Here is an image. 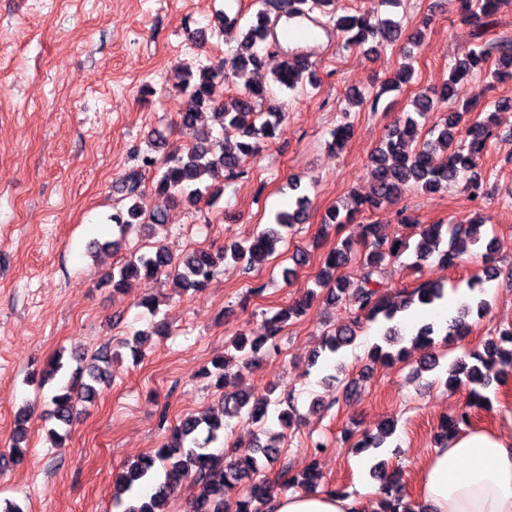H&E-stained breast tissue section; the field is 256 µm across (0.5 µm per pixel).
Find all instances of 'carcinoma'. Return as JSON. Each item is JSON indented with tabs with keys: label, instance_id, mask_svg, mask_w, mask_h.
<instances>
[{
	"label": "carcinoma",
	"instance_id": "carcinoma-1",
	"mask_svg": "<svg viewBox=\"0 0 512 512\" xmlns=\"http://www.w3.org/2000/svg\"><path fill=\"white\" fill-rule=\"evenodd\" d=\"M462 19L478 22L482 17L494 12L500 0H458ZM337 27L351 33L345 46L361 45L370 38L391 41L396 37L398 23L390 17L361 14L344 16L337 21ZM269 32L268 13L260 10L238 44L232 59L231 68L259 70L264 66L265 56L259 45L267 41ZM498 54L497 68L493 78L498 81L512 79V42L509 40L490 44L478 50L464 52L455 62L449 82L445 83L438 96L421 93L413 100L416 117H407L402 124L389 130L381 146L371 155L370 176L371 194L357 199L356 209H370L400 198L411 186L426 191H438L460 175L467 176L466 188L470 196L477 200L484 196V184L478 179L475 169L490 138L489 124L493 116L476 121L468 128L462 127L463 113L470 111L471 101L454 106L459 99L472 69L485 64L493 54ZM307 68L284 60L275 73V81L293 89L303 81ZM228 74L202 67L198 76L186 72L176 89L184 96L185 107L179 113L181 124L196 127L203 110L212 111L214 121L225 132L239 134L241 140L228 149L224 142L213 137L212 131L201 134L196 143L185 149L167 154L151 188L143 184L141 170L129 172L122 180L123 190L133 203L123 211L115 210L110 216L112 224L119 231V238L101 244L106 249L122 246L127 234L134 228L148 234L156 225L166 224V205L182 199L194 202L197 198L218 192L216 182L224 175L235 174L239 156L252 154L262 145L277 136L284 120V113L269 108L266 113L257 111L258 102L267 98L269 89L262 85L247 87L244 91L223 97L221 87ZM438 104L448 105L434 125L438 131L434 140L417 141L419 120L427 118ZM446 152V159L434 166L431 160L437 150ZM152 195L162 204L145 212L143 200ZM310 200L305 194L295 197L294 207L276 215V226L265 228L242 243L231 245L230 252L212 253L208 250H193L180 259L172 257L163 247L153 250L134 251L119 269L112 273L108 281L118 290L133 277L153 281L165 277L179 293L199 292L215 273L218 265L229 258L235 263L245 264V270L252 271L273 251L274 241L281 238V230H290L305 220ZM481 222H474L465 228L448 229L442 224H427L421 227L415 245L417 257L426 261L436 255L439 261L449 268L458 266L462 257L475 248L484 249L487 263L483 272L486 278L497 276V268L492 264L495 249L494 239L484 240L480 235ZM365 247L363 273L356 281L338 275L352 258L353 242L345 239L326 257L317 281L327 289L326 300L346 298L367 319L379 318L387 322L396 320L398 313L413 306L433 307L445 298V288L440 284L425 283L406 292L400 301L394 302L384 294L380 279L384 273V263L396 258L407 249V241L398 236H389L380 231L378 224L363 226ZM316 297L312 291L305 299L292 307L282 310L266 319L265 331L261 336L247 339L234 338L231 347L238 353L242 366H249L265 345L275 347L276 337L283 324L291 315H300L308 307V300ZM490 306L489 300L478 292L471 302L463 305L457 315L446 321L445 328L433 322L422 323L416 328L412 338L415 347L430 349L435 344V336L444 331L442 342L451 344L469 330L467 318L471 312L482 315ZM354 340V332L341 328L336 335L325 340L323 348L334 354ZM374 362L403 359L408 349L402 347L393 353L376 344L369 351ZM77 367L71 372L66 383L60 385L51 397V419L56 427L51 429L52 437L62 438L60 431L68 430L81 408L94 402L99 386L112 378V353L103 349L90 360L74 355ZM475 363L452 364L448 369V385L455 386L462 380L488 387L497 379L501 368L512 366V328L498 331L497 336L487 340L483 351L473 353ZM65 368L63 355L56 354L47 360L38 371L39 384L45 386L55 382ZM484 396L477 390L470 392V401L457 408L455 415L442 419L439 440L458 433L461 427L471 423L472 408L482 405ZM271 400L245 390L224 392L219 405L200 415H187L171 429L166 443L154 454L140 457L126 463L112 479V503L122 508V512H168V502L174 492L185 482L189 483L190 494L187 501L188 512H259L261 507L274 496V486L265 480L255 479L267 466L274 464L279 457V442L283 433L269 432V440L258 444L242 454L224 450L215 451L209 444L216 441L219 431L224 428V417L245 414L260 421L268 414ZM30 408L24 406L15 415V429L12 435V460L23 461L20 444L27 439ZM394 422L388 421L376 435L365 434L355 447L380 448L393 434ZM314 446L305 469L300 475H289L288 465H282L279 478L281 487L313 488L321 478L319 449ZM251 479L246 495L231 504L224 500V486L231 480ZM382 512H407L402 508L404 495L398 487L383 488Z\"/></svg>",
	"mask_w": 512,
	"mask_h": 512
}]
</instances>
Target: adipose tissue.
Returning a JSON list of instances; mask_svg holds the SVG:
<instances>
[{"mask_svg": "<svg viewBox=\"0 0 512 512\" xmlns=\"http://www.w3.org/2000/svg\"><path fill=\"white\" fill-rule=\"evenodd\" d=\"M507 431L472 429L434 448L421 467L414 512H512V414ZM270 512H372L354 496L295 492L276 497Z\"/></svg>", "mask_w": 512, "mask_h": 512, "instance_id": "obj_1", "label": "adipose tissue"}]
</instances>
